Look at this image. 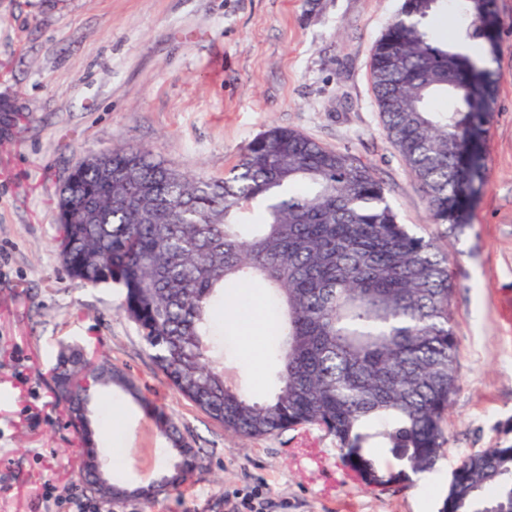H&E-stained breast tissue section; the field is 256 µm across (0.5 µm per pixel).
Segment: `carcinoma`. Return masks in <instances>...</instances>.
Listing matches in <instances>:
<instances>
[{"instance_id": "cac0c4a2", "label": "carcinoma", "mask_w": 512, "mask_h": 512, "mask_svg": "<svg viewBox=\"0 0 512 512\" xmlns=\"http://www.w3.org/2000/svg\"><path fill=\"white\" fill-rule=\"evenodd\" d=\"M446 0H406L376 42L371 83L388 137L424 192L432 222L455 232L483 182L497 79L495 0H459L458 26L438 42ZM456 102L435 112L429 101ZM74 169L57 201L55 244L67 275L122 290L132 321L170 383L244 438L315 427L336 442L361 483L432 471L458 390L449 254L400 223L374 170L303 133L271 127L219 179L190 176L144 148L103 153ZM258 282L275 310L276 387L257 401L224 374L214 342L224 289ZM53 391L78 439L83 480L98 498L127 486L109 471L93 410L117 387L155 420L178 461L150 499L179 489L198 467L177 424L122 370L84 348H62ZM443 512H512V445L467 455L452 472Z\"/></svg>"}]
</instances>
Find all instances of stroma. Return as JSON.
<instances>
[{
	"label": "stroma",
	"instance_id": "obj_1",
	"mask_svg": "<svg viewBox=\"0 0 512 512\" xmlns=\"http://www.w3.org/2000/svg\"><path fill=\"white\" fill-rule=\"evenodd\" d=\"M403 0H0V512H76V438L49 369L64 346L109 358L179 424L200 466L172 494L97 500L96 512H440L461 459L512 443V0H496L498 93L485 182L467 226L432 223L388 140L372 49ZM296 129L373 168L402 223L451 256L459 389L434 471L376 491L353 480L333 440L296 428L242 440L183 398L120 311L119 289L69 278L55 246L56 198L89 153L142 147L176 169L220 178L270 126ZM223 331L224 366L263 400L272 342ZM113 476L137 487L174 463L154 419L104 393Z\"/></svg>",
	"mask_w": 512,
	"mask_h": 512
}]
</instances>
